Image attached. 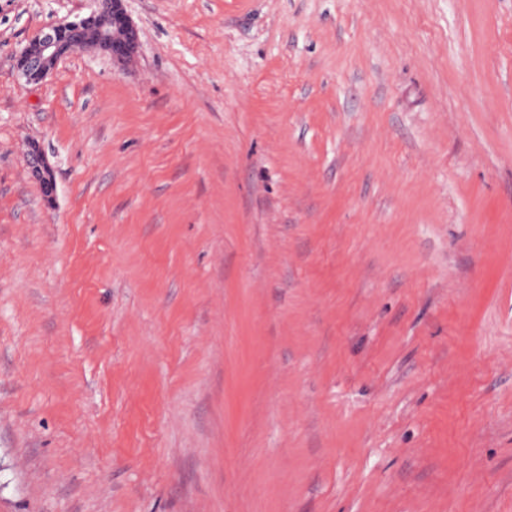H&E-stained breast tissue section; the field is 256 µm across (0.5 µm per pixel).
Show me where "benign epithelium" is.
I'll return each mask as SVG.
<instances>
[{
    "mask_svg": "<svg viewBox=\"0 0 512 512\" xmlns=\"http://www.w3.org/2000/svg\"><path fill=\"white\" fill-rule=\"evenodd\" d=\"M91 24L99 30L102 53L110 56L114 63L125 65L135 58L139 48L138 29L126 13L123 0H94V8L88 16L41 30L31 38L18 57L21 75L29 81L46 79L61 57L81 50L67 43L64 36ZM30 166L34 178L50 193H55L54 169L36 145L31 150Z\"/></svg>",
    "mask_w": 512,
    "mask_h": 512,
    "instance_id": "benign-epithelium-1",
    "label": "benign epithelium"
}]
</instances>
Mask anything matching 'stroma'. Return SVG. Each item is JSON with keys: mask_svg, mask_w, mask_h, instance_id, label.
<instances>
[{"mask_svg": "<svg viewBox=\"0 0 512 512\" xmlns=\"http://www.w3.org/2000/svg\"><path fill=\"white\" fill-rule=\"evenodd\" d=\"M93 6L0 0V512H512V0H124L19 76ZM95 25L100 34L103 54L118 65H128L139 48L138 29L126 13L123 0H94L91 13L74 21L41 30L34 35L18 57L17 67L29 81H42L53 71L57 61L72 52L84 50L64 40L65 34L76 33ZM82 46L100 50L96 32L85 28L80 33ZM30 166L34 178L44 187H46L51 197L56 191L55 174L53 167L45 159L41 149L34 145L31 150Z\"/></svg>", "mask_w": 512, "mask_h": 512, "instance_id": "1", "label": "stroma"}]
</instances>
